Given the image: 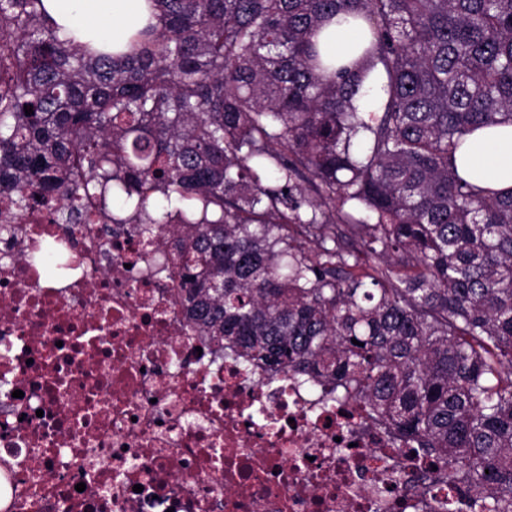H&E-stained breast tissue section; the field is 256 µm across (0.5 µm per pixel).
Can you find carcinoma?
Listing matches in <instances>:
<instances>
[{"label": "carcinoma", "instance_id": "carcinoma-1", "mask_svg": "<svg viewBox=\"0 0 512 512\" xmlns=\"http://www.w3.org/2000/svg\"><path fill=\"white\" fill-rule=\"evenodd\" d=\"M151 3L112 53L0 0L8 213L180 225L191 328L367 404L438 461L416 490L448 487L440 512H512V191L456 165L512 124V0ZM340 14L367 46L327 76L312 36Z\"/></svg>", "mask_w": 512, "mask_h": 512}]
</instances>
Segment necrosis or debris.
I'll return each instance as SVG.
<instances>
[{"instance_id": "obj_1", "label": "necrosis or debris", "mask_w": 512, "mask_h": 512, "mask_svg": "<svg viewBox=\"0 0 512 512\" xmlns=\"http://www.w3.org/2000/svg\"><path fill=\"white\" fill-rule=\"evenodd\" d=\"M172 252L43 207L0 232V512H434L364 404L189 334Z\"/></svg>"}]
</instances>
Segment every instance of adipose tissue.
Returning a JSON list of instances; mask_svg holds the SVG:
<instances>
[{
    "instance_id": "adipose-tissue-1",
    "label": "adipose tissue",
    "mask_w": 512,
    "mask_h": 512,
    "mask_svg": "<svg viewBox=\"0 0 512 512\" xmlns=\"http://www.w3.org/2000/svg\"><path fill=\"white\" fill-rule=\"evenodd\" d=\"M55 32L62 39L90 41L113 49L153 19L148 0H44ZM313 43L329 55L353 54L358 29L347 23L320 26ZM463 177L485 183L499 191L512 189V125L477 131L457 155Z\"/></svg>"
}]
</instances>
